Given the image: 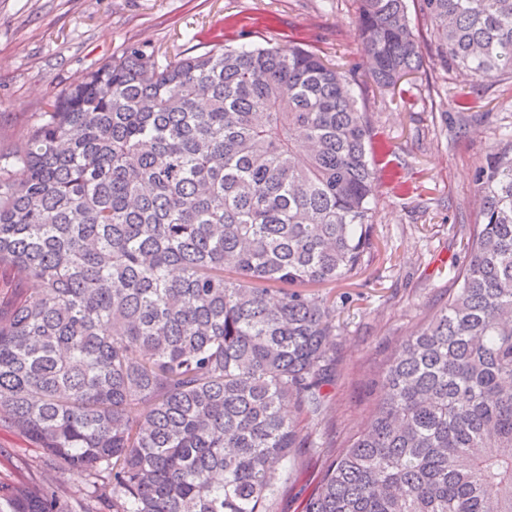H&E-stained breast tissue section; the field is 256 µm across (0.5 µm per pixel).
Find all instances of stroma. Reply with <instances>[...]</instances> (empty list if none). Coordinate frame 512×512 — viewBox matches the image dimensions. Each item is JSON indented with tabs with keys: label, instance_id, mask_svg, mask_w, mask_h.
Here are the masks:
<instances>
[{
	"label": "stroma",
	"instance_id": "obj_1",
	"mask_svg": "<svg viewBox=\"0 0 512 512\" xmlns=\"http://www.w3.org/2000/svg\"><path fill=\"white\" fill-rule=\"evenodd\" d=\"M358 0H0V155L8 156L49 100L86 70L137 46L157 58L199 55L216 42L307 47L336 62L364 63ZM455 73L424 59L403 94L366 92L359 101L391 150L410 190L381 180L373 260L327 285L335 296L336 368L326 386L329 415L305 426L270 501L301 512L335 445L364 426L380 398L391 351L423 325L456 286L463 256L455 229L477 220L474 168L512 132V82L472 84L485 116L457 131ZM41 451L0 428V481H26L23 463Z\"/></svg>",
	"mask_w": 512,
	"mask_h": 512
}]
</instances>
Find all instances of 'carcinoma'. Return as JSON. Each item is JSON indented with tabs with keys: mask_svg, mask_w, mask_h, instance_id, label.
Here are the masks:
<instances>
[{
	"mask_svg": "<svg viewBox=\"0 0 512 512\" xmlns=\"http://www.w3.org/2000/svg\"><path fill=\"white\" fill-rule=\"evenodd\" d=\"M438 64L512 79V0H418ZM369 68L274 46L139 48L56 95L0 166V428L47 478L0 512H270L328 411L336 299L369 261L374 126L351 85L421 63L405 0H360ZM21 171L15 177L14 170ZM448 301L391 353L301 512H512V136L473 172Z\"/></svg>",
	"mask_w": 512,
	"mask_h": 512,
	"instance_id": "carcinoma-1",
	"label": "carcinoma"
}]
</instances>
